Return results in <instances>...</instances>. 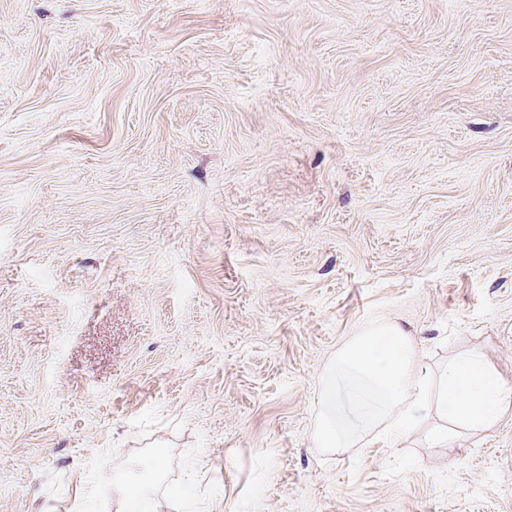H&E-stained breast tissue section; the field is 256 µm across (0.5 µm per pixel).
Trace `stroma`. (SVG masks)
I'll return each instance as SVG.
<instances>
[{
  "label": "stroma",
  "instance_id": "35a3bbf8",
  "mask_svg": "<svg viewBox=\"0 0 512 512\" xmlns=\"http://www.w3.org/2000/svg\"><path fill=\"white\" fill-rule=\"evenodd\" d=\"M373 315L512 386V0H0V512H512V409L318 451ZM115 492L118 510L117 512H142L144 499H148L139 490L133 492L130 490L129 483H127L122 474L118 473L112 477V493Z\"/></svg>",
  "mask_w": 512,
  "mask_h": 512
}]
</instances>
